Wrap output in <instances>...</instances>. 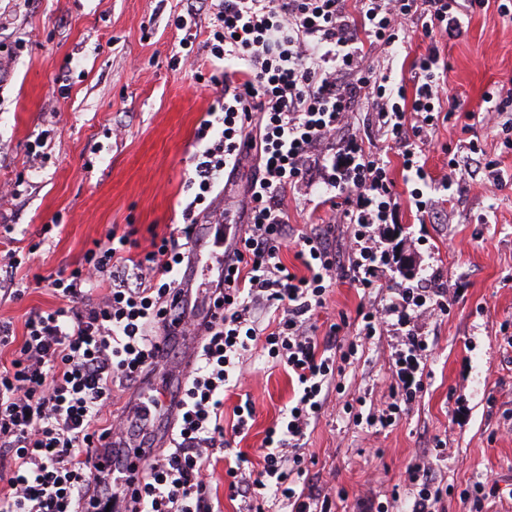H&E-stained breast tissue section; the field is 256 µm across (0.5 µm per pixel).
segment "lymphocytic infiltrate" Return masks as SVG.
I'll return each instance as SVG.
<instances>
[{"label":"lymphocytic infiltrate","instance_id":"lymphocytic-infiltrate-1","mask_svg":"<svg viewBox=\"0 0 512 512\" xmlns=\"http://www.w3.org/2000/svg\"><path fill=\"white\" fill-rule=\"evenodd\" d=\"M492 4L512 19V0H210L206 46L211 66L226 68L224 99L195 132L196 192L182 210L183 225L154 236L147 249L135 228L110 230L78 266L48 276L58 306L32 309L19 330L0 318V512H80L85 489H94L102 508L123 494L124 459L108 475L96 462L99 445L130 428L112 412L114 390L156 367L164 319L192 327L178 297L182 259L196 244L199 219L220 224L228 216L212 196L247 150L256 155L257 173L224 260V285L213 292L221 314L179 387L184 409L169 446L144 459L130 512H215L207 492L215 459L246 512H333L329 495L300 485L304 440L331 386L361 342L401 337L386 408L367 410L362 396L345 407L354 423L392 426L423 390L431 348L417 322L427 312L448 315L453 299L432 274L392 289L385 302L359 307L357 338L344 348L334 345L339 324L321 337L313 316L338 270L370 291L397 263L381 235L382 225L399 218L397 182L420 217L433 219L443 215L439 194L496 173V160L474 140L449 154L441 181L424 161L448 97L441 47ZM416 37L427 47L406 74L373 56L378 49L396 53ZM483 101L488 124L512 145V87L486 92ZM363 123L377 137L373 147L359 133ZM307 196L332 216L299 234L288 206ZM291 242L304 275L281 261ZM257 351L285 369L297 395L268 429L261 469L250 478V459L232 441L247 435L254 406L237 404L225 423L224 394L240 387ZM408 471V512H446L447 490L419 465Z\"/></svg>","mask_w":512,"mask_h":512}]
</instances>
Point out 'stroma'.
Returning <instances> with one entry per match:
<instances>
[{
  "label": "stroma",
  "instance_id": "obj_1",
  "mask_svg": "<svg viewBox=\"0 0 512 512\" xmlns=\"http://www.w3.org/2000/svg\"><path fill=\"white\" fill-rule=\"evenodd\" d=\"M188 6L189 0H0V47L25 41L0 74V181L21 190L0 200V252L39 246L21 275L76 267L93 240L114 228H136L146 247L153 233L180 223L193 194L194 133L224 89L223 70L172 63L183 36L173 20ZM446 53L448 90L460 115L440 125L428 168L441 177L448 148L467 136L499 160L505 183L494 192L464 184L444 204L454 216L449 224L419 223L401 198L398 223L385 226L388 246L412 259L431 256L440 286L458 297L449 315L420 322L433 343L430 376L394 426L354 425L343 406L360 391L383 407L395 337L366 343L346 370L345 393H330L305 446L310 460L302 481L345 492L336 512H356L362 496L405 491L406 467L418 458L447 484V512H512V150L478 116L485 92L512 78V20L493 7L477 13ZM36 141L47 157L37 172L27 157ZM325 298L319 332L354 319L360 297L346 273ZM243 392L255 420L237 447L255 460L294 385L282 367L255 358ZM482 477L498 482L501 499L478 509L462 503L460 492Z\"/></svg>",
  "mask_w": 512,
  "mask_h": 512
}]
</instances>
